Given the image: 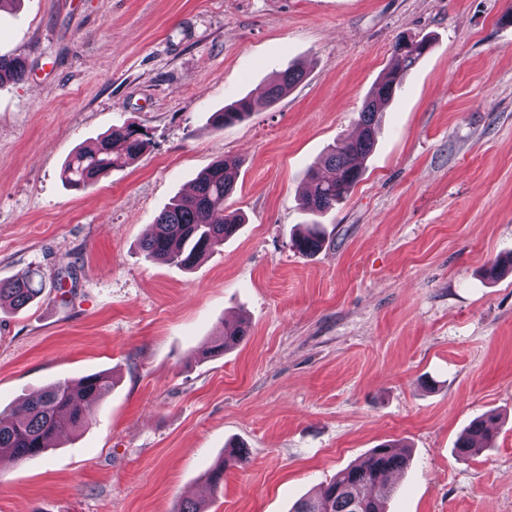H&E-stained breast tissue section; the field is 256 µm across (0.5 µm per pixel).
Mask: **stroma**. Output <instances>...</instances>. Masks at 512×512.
Masks as SVG:
<instances>
[{"label":"stroma","mask_w":512,"mask_h":512,"mask_svg":"<svg viewBox=\"0 0 512 512\" xmlns=\"http://www.w3.org/2000/svg\"><path fill=\"white\" fill-rule=\"evenodd\" d=\"M430 50L390 100L364 174L292 241L303 180L357 131L399 36ZM0 56V410L64 379L112 376L90 426L0 458V512H290L377 445L407 449L388 512H512V0H9ZM299 65L272 106L265 93ZM257 106L223 128L213 113ZM131 165L84 190L62 169L112 127ZM246 222L190 269L140 242L214 161ZM245 340L206 352L225 324ZM485 449L455 442L488 411ZM244 462L208 472L225 448ZM25 73L26 64L22 59L0 56V86L22 80ZM323 241L319 224L313 221L311 224H308L306 231L294 240L293 246L301 254L310 255L319 250ZM35 274L25 271L17 275L8 283H0V300L7 297L15 309L23 308L35 301L42 293L43 288L35 282Z\"/></svg>","instance_id":"stroma-1"}]
</instances>
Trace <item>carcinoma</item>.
Returning a JSON list of instances; mask_svg holds the SVG:
<instances>
[{
    "label": "carcinoma",
    "mask_w": 512,
    "mask_h": 512,
    "mask_svg": "<svg viewBox=\"0 0 512 512\" xmlns=\"http://www.w3.org/2000/svg\"><path fill=\"white\" fill-rule=\"evenodd\" d=\"M430 48L425 38H399L394 46L399 66L388 73L367 96L357 121L358 133L336 141L323 159L333 172L325 179L314 169L307 175L302 191L303 209L317 217L336 209L349 195L362 176V165L372 152L379 127V114L401 88L405 74ZM26 73L25 62L17 57L0 56V86L20 81ZM300 68H288L267 91L265 103L270 105L303 79ZM256 102L244 97L224 111L215 113L219 127H227L246 119ZM147 140L130 125L114 126L96 148L77 151L65 164L67 183L84 188L116 168L134 161L145 150ZM235 185L233 167L217 161L203 171L194 183V191L180 197L157 217L149 235L141 242L145 257L163 264L184 267L194 265L206 254L220 248L244 223L242 214L230 210L225 201ZM323 236L316 223L294 240L293 246L310 255L322 246ZM35 274L25 271L8 283H0V299L7 297L16 309L35 301L42 293ZM247 336L242 325L224 328V338L207 353L218 355L241 343ZM112 386L110 377L90 374L73 382L58 381L33 395L23 413L0 412V454L25 461L46 453L53 440L64 430H79L92 420V408ZM492 418L474 422L460 438L457 448L469 453L483 446L490 438ZM407 465L406 455L392 444L373 450L362 462L347 467L315 493L297 501L292 512H386L392 493L389 475Z\"/></svg>",
    "instance_id": "carcinoma-1"
}]
</instances>
